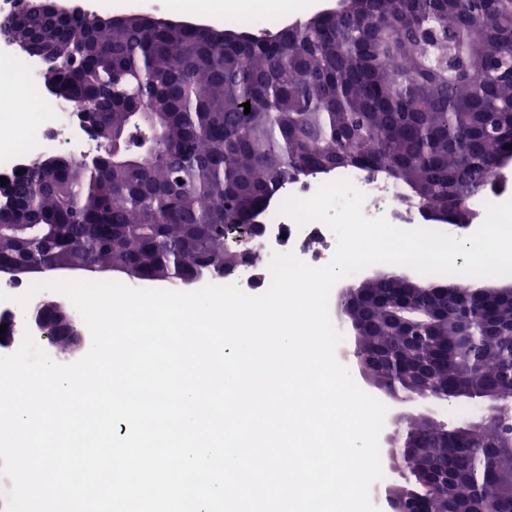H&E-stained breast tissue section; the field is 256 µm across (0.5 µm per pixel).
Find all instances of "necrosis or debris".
<instances>
[{
    "label": "necrosis or debris",
    "mask_w": 512,
    "mask_h": 512,
    "mask_svg": "<svg viewBox=\"0 0 512 512\" xmlns=\"http://www.w3.org/2000/svg\"><path fill=\"white\" fill-rule=\"evenodd\" d=\"M225 23L254 34H269L300 23L305 11L302 0H221ZM8 69L10 86L0 85V128L12 130L0 141V175L8 176L29 162L63 151L88 156L99 144L76 120L70 108L46 96L36 79L38 63L0 39V69ZM336 180L349 181L365 196L362 210L369 218H386L405 228L427 227L430 219L407 198L404 188L382 170L344 168L288 179L270 196L257 221L264 227L260 242L262 260L245 263L218 284L235 285L249 295L264 292L270 284L269 261L276 253H294L307 264H327L337 245L334 233L322 222L298 226L281 215L279 207L291 195L312 196L319 186Z\"/></svg>",
    "instance_id": "1"
}]
</instances>
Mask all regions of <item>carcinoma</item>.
<instances>
[{
  "instance_id": "cac0c4a2",
  "label": "carcinoma",
  "mask_w": 512,
  "mask_h": 512,
  "mask_svg": "<svg viewBox=\"0 0 512 512\" xmlns=\"http://www.w3.org/2000/svg\"><path fill=\"white\" fill-rule=\"evenodd\" d=\"M0 25L19 42L60 27L43 83L69 104L112 87L92 126L112 151L21 168L0 224H30L40 241L0 237V259L122 265L147 281L223 276L239 263L225 235L292 177L380 167L422 210L468 224L465 205L512 157L509 0H342L269 39L226 29L221 49L207 28L138 14L64 22L40 10ZM357 289L347 320L372 376L398 394L456 378L502 402L477 428L407 421L421 448L404 458V506L512 512V296L420 281L406 303L426 315L414 335L428 341L414 344L389 286ZM406 354L409 379L391 366Z\"/></svg>"
}]
</instances>
